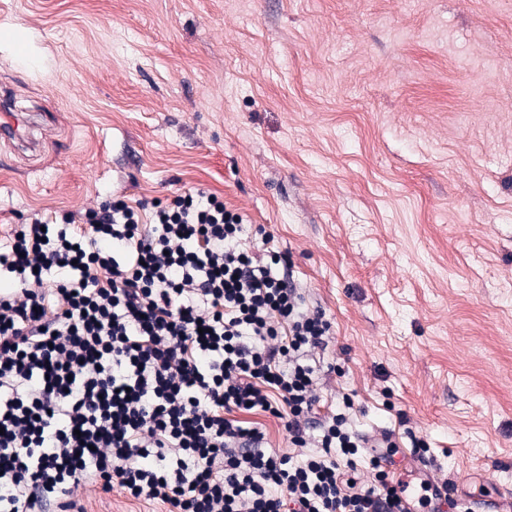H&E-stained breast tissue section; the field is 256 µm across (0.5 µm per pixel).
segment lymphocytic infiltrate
<instances>
[{
	"label": "lymphocytic infiltrate",
	"mask_w": 512,
	"mask_h": 512,
	"mask_svg": "<svg viewBox=\"0 0 512 512\" xmlns=\"http://www.w3.org/2000/svg\"><path fill=\"white\" fill-rule=\"evenodd\" d=\"M243 229L201 188L15 225L0 244V512H74L88 483L168 512H410L392 433L352 430L349 398L317 416L312 359L332 323L287 255ZM241 412L283 420L294 455Z\"/></svg>",
	"instance_id": "obj_1"
}]
</instances>
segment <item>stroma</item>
<instances>
[{
  "label": "stroma",
  "instance_id": "stroma-1",
  "mask_svg": "<svg viewBox=\"0 0 512 512\" xmlns=\"http://www.w3.org/2000/svg\"><path fill=\"white\" fill-rule=\"evenodd\" d=\"M0 238L34 211L202 186L288 253L333 337L320 409L399 427L396 479L512 512V0H0ZM83 512H166L89 487ZM0 139L16 141L20 145L29 143L32 127H38L43 132L52 130L53 121L52 112H42L37 114H25L15 112L12 106L10 95L5 92L1 97L0 104ZM48 113H51L49 115Z\"/></svg>",
  "mask_w": 512,
  "mask_h": 512
}]
</instances>
